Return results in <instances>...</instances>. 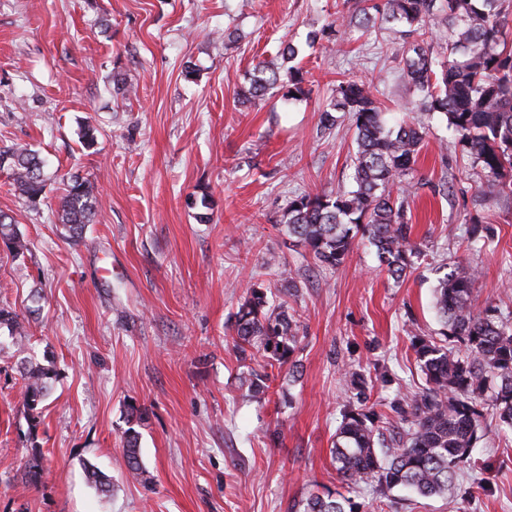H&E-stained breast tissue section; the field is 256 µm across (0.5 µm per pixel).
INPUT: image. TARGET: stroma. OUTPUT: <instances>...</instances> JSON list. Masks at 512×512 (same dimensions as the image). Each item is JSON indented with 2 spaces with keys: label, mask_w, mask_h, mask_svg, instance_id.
Returning a JSON list of instances; mask_svg holds the SVG:
<instances>
[{
  "label": "stroma",
  "mask_w": 512,
  "mask_h": 512,
  "mask_svg": "<svg viewBox=\"0 0 512 512\" xmlns=\"http://www.w3.org/2000/svg\"><path fill=\"white\" fill-rule=\"evenodd\" d=\"M374 2L0 0V147L37 151L52 180L33 205L0 170V210L28 246L17 255L0 242V304L23 317L30 356L57 370L31 427L20 359L0 331V512H289L316 484L340 485L331 448L343 369L388 374L377 400L421 384L409 333L439 335L433 290L449 263L477 267L475 309L512 321V198L483 191L445 117L431 120L411 177L421 256L404 280L365 243L340 269L314 267L280 223L293 195L353 187L350 121L322 123L342 75L370 83L386 112L414 98L395 70L403 41L345 24ZM288 41L303 47L307 99L243 102L255 65ZM75 173L97 186L78 245L56 217ZM475 219L491 246L469 242ZM252 285L299 321L300 375L279 374L261 399L239 381L248 365L227 328ZM131 403L145 414L133 426ZM275 424L276 444L265 436ZM131 426L146 486L128 476ZM486 427L448 495L382 501L364 487L356 501L371 512H512V433ZM35 445L44 471L28 486ZM86 462L111 478L108 493L88 482Z\"/></svg>",
  "instance_id": "stroma-1"
}]
</instances>
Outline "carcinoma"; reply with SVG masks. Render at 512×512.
<instances>
[{"label": "carcinoma", "mask_w": 512, "mask_h": 512, "mask_svg": "<svg viewBox=\"0 0 512 512\" xmlns=\"http://www.w3.org/2000/svg\"><path fill=\"white\" fill-rule=\"evenodd\" d=\"M382 22L388 33L413 42L403 51L398 70L417 96L405 106L408 117L389 121L368 84L341 80L323 111L325 127L336 125L340 112L349 117L356 150L351 158L350 190L334 194H301L288 201L283 214L288 238L304 246L319 267H341L354 245L375 248L381 265L398 282L413 268L419 254L407 216L406 178L414 170L429 120L440 113L448 129L480 166L486 189L512 195V0H385ZM437 46H432V42ZM279 55L290 66L254 67L242 97L250 102L271 89L285 100L306 96L298 56L288 42ZM13 185L29 203L46 194L44 161L24 145L0 148ZM96 196L87 179L72 176L58 197L57 215L66 238L85 241L93 223ZM0 241L13 251L26 248L14 217L0 212ZM478 271L468 262H454L435 288L434 307L441 322L438 342L417 333L411 345L424 384L387 403L372 400L374 384L360 372L344 373L342 419L336 429L332 458L339 479L351 488L369 487L381 499L396 488L421 497L443 496L469 465L491 407L498 424L512 430V322L497 308L480 313L471 308ZM14 337L25 335L24 320L0 307V328ZM233 347L242 361L258 354L260 368L240 377L255 397L268 392L269 370L300 373L294 360L299 330L295 315L283 303L273 304L263 288L250 287L234 315ZM54 369L27 362L21 392L32 426L40 422L41 403L50 394ZM129 474L148 483L138 433L126 431ZM44 455L33 447L25 466V484H36ZM298 512H364L363 504L342 492L323 488L299 503Z\"/></svg>", "instance_id": "carcinoma-1"}]
</instances>
